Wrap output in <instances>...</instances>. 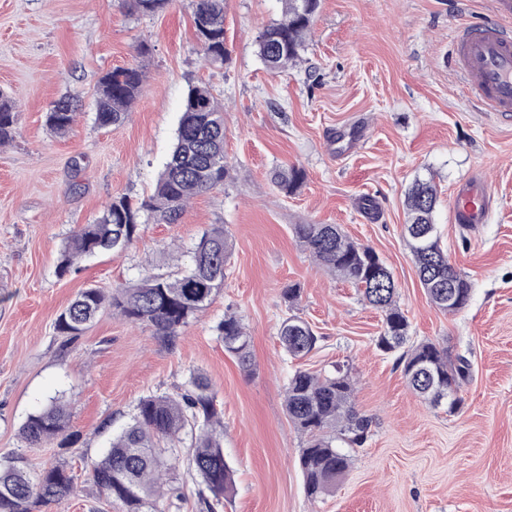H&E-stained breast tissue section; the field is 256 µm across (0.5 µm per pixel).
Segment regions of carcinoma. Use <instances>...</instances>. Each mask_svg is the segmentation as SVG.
<instances>
[{"instance_id":"1","label":"carcinoma","mask_w":512,"mask_h":512,"mask_svg":"<svg viewBox=\"0 0 512 512\" xmlns=\"http://www.w3.org/2000/svg\"><path fill=\"white\" fill-rule=\"evenodd\" d=\"M172 0H132L135 11L157 14ZM225 0H194V27L200 52L211 64L224 63ZM320 0H285V18L267 24L256 40L257 54L267 69L277 71L299 60L305 37ZM145 73L134 64L104 75L100 81L95 122L118 127L141 92ZM77 100H59L45 115L47 129L66 134L75 121ZM18 120L15 103L0 94V144L13 139ZM224 109L206 85H192L184 103L170 158L154 192L134 203L115 196L91 224H84L63 242L59 270L65 274L76 261L106 252L126 250L139 236L143 224H175L195 197L224 186L230 165L224 154ZM305 178L297 166L277 168L272 183L288 196ZM437 189L427 179L416 178L405 195V233L420 284L440 311L455 314L469 303L471 285L449 264L435 224ZM296 240L332 275L349 281L365 300L382 312L376 340L385 353L398 354L397 362L409 387L434 407L448 404L456 410L458 390L468 377V362L448 355V348L434 341L409 344L408 321L397 304V286L387 265L375 250L350 239L337 224H294ZM232 240L222 224L203 232L192 251L191 266L176 276L147 274L132 285L104 293L98 288L81 291L61 312L56 331L64 345L77 341L99 314L110 309L123 320L147 327L158 342L175 345L190 319L212 303L224 284ZM457 291L459 301L448 302L442 293ZM224 351L242 370L252 371V337L233 313L215 326ZM278 338L284 353L302 358L320 340L313 328L296 315L282 320ZM355 382L349 371L317 374L297 370L285 388L289 420L306 436L299 465L307 496L316 499L336 484L351 464L348 447L367 438L372 419L354 403ZM71 403L54 397L41 411L30 415L21 436L30 447L59 441L63 448L74 438L70 432ZM110 434L108 447L89 464L90 481L107 501L122 505L123 512H165L164 500L174 491L169 474L187 454L188 471L198 485V504L216 512L233 484V470L224 459V424L215 407L207 377L190 374L176 394H152L139 399L130 421L118 430L103 424ZM76 485L64 462H52L38 471L26 458L11 452L0 456V512H38L41 506L69 499Z\"/></svg>"}]
</instances>
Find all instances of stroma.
Instances as JSON below:
<instances>
[{"label": "stroma", "mask_w": 512, "mask_h": 512, "mask_svg": "<svg viewBox=\"0 0 512 512\" xmlns=\"http://www.w3.org/2000/svg\"><path fill=\"white\" fill-rule=\"evenodd\" d=\"M283 0H226L229 57L200 56L193 0L155 15L129 0H0V92L18 112L0 147V455L19 451L32 469L63 459L77 492L42 512H120L96 492L86 468L140 397L173 394L191 372L206 374L224 419V458L234 486L217 512H512V120L470 102L453 70L455 28L495 21L492 0H321L301 60L268 70L256 53ZM147 43L140 97L119 127L95 122L107 72L136 63ZM210 86L224 109L223 187L190 201L175 224L142 225L126 251L78 261L61 273L62 243L92 223L113 196L151 194L174 144L188 88ZM65 95L80 108L68 133L44 116ZM305 179L292 195L271 182L277 166ZM484 173L495 208L464 231L450 219L457 184ZM438 189L442 247L471 284L450 315L428 300L405 234L404 198L416 177ZM372 198L375 215L363 213ZM233 241L224 286L192 318L175 348L105 310L61 351L54 325L86 288L111 289L148 273L174 274L210 225ZM295 224H337L392 270L411 342L433 340L471 361L456 411L431 407L409 388L393 356L376 346L380 311L352 284L319 268L295 239ZM298 285L287 309L282 293ZM240 317L255 362L247 375L215 331ZM320 342L285 356L278 328L288 314ZM355 377L357 409L373 420L351 450V467L318 500L304 492V436L289 420L284 389L297 369ZM72 402L77 440L26 447L20 428L51 398Z\"/></svg>", "instance_id": "obj_1"}]
</instances>
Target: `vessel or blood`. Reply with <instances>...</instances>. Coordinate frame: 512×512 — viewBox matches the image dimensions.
<instances>
[{"instance_id":"obj_1","label":"vessel or blood","mask_w":512,"mask_h":512,"mask_svg":"<svg viewBox=\"0 0 512 512\" xmlns=\"http://www.w3.org/2000/svg\"><path fill=\"white\" fill-rule=\"evenodd\" d=\"M497 22L456 30L455 64L469 94L487 110L512 115V0H493ZM493 195L486 179L469 178L457 185L451 201L452 220L464 226L486 222Z\"/></svg>"}]
</instances>
